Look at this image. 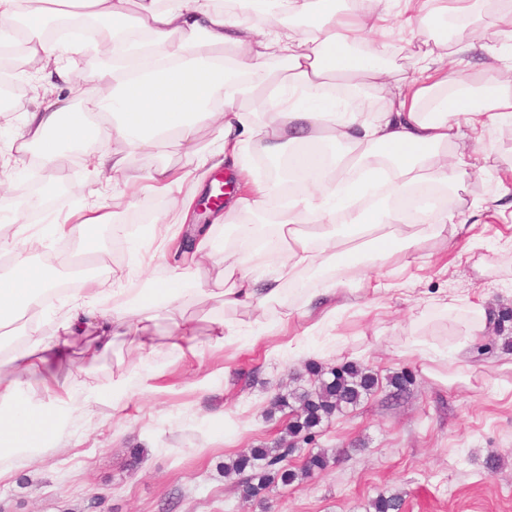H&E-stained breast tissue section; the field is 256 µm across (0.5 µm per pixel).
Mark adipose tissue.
Here are the masks:
<instances>
[{
    "label": "adipose tissue",
    "instance_id": "ef3b65f1",
    "mask_svg": "<svg viewBox=\"0 0 512 512\" xmlns=\"http://www.w3.org/2000/svg\"><path fill=\"white\" fill-rule=\"evenodd\" d=\"M53 3L67 6L71 18L105 20L111 32L129 34L125 50L143 46L160 60L119 76L109 70L92 74L85 108H75L66 97L47 102L27 113L22 129L8 142L10 149L34 154L42 167H51L63 147L87 142L85 123L95 112L103 117L108 134L124 137L136 151L150 152L168 138H177L186 167L180 174L165 166L150 171L146 180L155 192H168L179 179L236 161L245 143L253 141L267 155L287 157L290 174L301 176L312 194L306 209L291 206L275 213L277 231L271 239L251 223L247 199L228 202L224 221L233 230L236 247L224 249L207 229L194 231L182 266L132 296L128 305L109 308L101 303L123 278L122 269L86 278L82 298L71 303L54 335L24 337L9 355L0 356V367L11 370L10 377H0V456H36L65 418L68 407L51 369L75 340H86L92 359L119 342L145 357L157 346L156 312H179L190 295L243 312L251 333L262 328L263 313L271 303H278L285 324L319 311L335 297L336 284L328 280L306 295L300 307L289 306L282 299L279 279L253 276L256 247L291 271L346 269L358 233L370 237L373 261L383 263L402 254L421 263L422 240L446 238L452 225L475 224L474 214L457 208L409 212L396 207L382 218L374 209L354 204L364 180L384 169L390 173L389 194L396 200L420 183L453 189L465 177L485 171L487 158L475 147L486 133L512 127V52L493 55L482 82L452 81L449 66L473 62L477 44L442 54L425 41L417 48L416 67L409 76L393 82L384 78L380 59L393 21L411 26L425 22L436 10L463 16L472 0H358L349 11L338 9L336 0H240L237 16L225 14L209 0H0V46L8 45L13 23L19 20L28 58L54 62L59 44L43 36ZM285 11L308 18L304 35L291 34L282 25ZM249 13L263 16L266 30L248 25ZM226 44L239 50L230 66L199 52L203 45ZM270 57L283 63L274 80L264 65ZM357 77L382 95L381 111L368 117L354 110L334 111V99L326 93L329 81ZM218 101L223 111H213ZM204 121L218 124V145L211 151L202 150L196 141V128ZM325 140L345 145L348 158L328 166L316 149ZM466 143L473 144V152L463 151ZM208 265L223 266L224 278L198 288V274ZM55 286L43 266L16 259L9 273L0 276V329L33 317ZM234 335L233 328L216 320L204 341L180 319L166 345L196 358L206 344H222Z\"/></svg>",
    "mask_w": 512,
    "mask_h": 512
}]
</instances>
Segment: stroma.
Masks as SVG:
<instances>
[{
    "label": "stroma",
    "instance_id": "1",
    "mask_svg": "<svg viewBox=\"0 0 512 512\" xmlns=\"http://www.w3.org/2000/svg\"><path fill=\"white\" fill-rule=\"evenodd\" d=\"M495 11L494 0H478L469 17L437 12L419 27L394 31L388 78L412 72L418 45L430 37L452 48L475 41L498 46L506 33ZM59 63L69 81L18 57L15 70L26 89L0 110V146L20 129L25 113L57 96L75 97L79 80L99 69L94 51L77 43ZM109 146L126 159L124 180L104 187L77 161L61 196L35 216L21 206L15 187L43 180V171L28 156L0 153V221L8 226L0 232V275L10 271L23 241L40 232L44 243L35 263H53L56 279L65 278L86 242L53 235L50 227L93 196L107 204L124 199L113 215L126 228L123 247L113 250L110 229L92 234L111 266L126 273L114 303L172 272V255L141 260L138 248L146 239L138 229L160 223L183 234L174 199L144 188L138 177L161 164L182 170L183 150L170 140L153 152H134L117 136ZM480 149L489 172L466 177L449 197L452 205L479 212L481 224L448 243L422 241L431 259L421 266L396 257L378 265L356 260L341 276L348 284L342 306L326 320L298 317L280 327L279 310L270 307L264 315L270 330L210 346L196 359L160 343L141 361L120 346L91 360L84 341L74 342L66 361L53 368L73 412L40 460L5 462L0 512H263L259 502L240 501L239 478L224 465L284 436L289 417L271 412L270 400L292 389L291 373L312 361L326 368L355 361L371 367L379 383L356 408L325 421L315 440L290 458L298 467L323 448L332 456L325 471L266 491L278 512H370L381 493L402 494L404 512H512V354L502 352L494 324L512 310V259L503 252L512 217L497 211L499 203H512V191L499 180L512 167V136L493 130ZM449 295L454 308L434 306V299ZM480 298L492 322L470 340L471 304ZM183 315L202 338L211 320L241 321L239 313L195 297L184 302ZM405 370L414 373V383L392 399L388 379ZM128 374L134 380L124 408L113 411L112 381ZM493 452L502 462L490 474L485 460Z\"/></svg>",
    "mask_w": 512,
    "mask_h": 512
}]
</instances>
